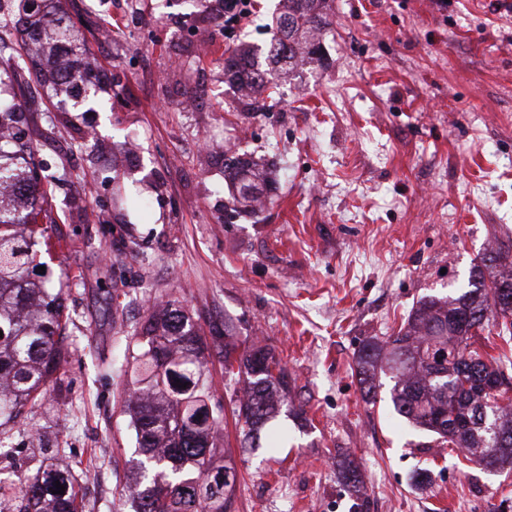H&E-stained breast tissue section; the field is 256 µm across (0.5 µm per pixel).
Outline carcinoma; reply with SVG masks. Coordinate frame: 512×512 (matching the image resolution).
Wrapping results in <instances>:
<instances>
[{"instance_id":"obj_1","label":"carcinoma","mask_w":512,"mask_h":512,"mask_svg":"<svg viewBox=\"0 0 512 512\" xmlns=\"http://www.w3.org/2000/svg\"><path fill=\"white\" fill-rule=\"evenodd\" d=\"M60 0H23L22 14L0 15V90L21 73L49 77L50 96L60 112L89 106L101 85L86 78L79 34L54 17ZM266 51L259 65L256 52L243 47L225 61L249 93L273 87L308 59L320 56L319 36L331 25L330 0H281ZM21 34V49L6 38ZM28 109L15 99L0 98V426L15 420L27 405H36L69 347L62 336L63 289L31 278L43 220H52L49 176L32 147L23 143ZM224 176L244 207L256 208L262 196L256 184L262 173L234 156H224ZM497 257L481 258L469 288L456 297L425 295L397 332L380 343L369 340L356 356V376L363 395L373 400L381 386L378 374L390 373V400L409 423L437 436L438 443L464 448L490 473L512 471V412L501 389L503 374L488 353L470 343L488 314L512 325V272L486 275ZM136 392L126 413L150 470L129 483L126 492L135 512H228L234 483L224 480L232 467L223 457L216 428L220 417L209 407V383L202 366L205 337L186 309L173 301L151 312L134 330ZM235 327L224 321V373L246 370L248 386L234 409L251 448L275 447L279 433L261 443V431L284 402L288 374L275 353L262 347L239 349ZM180 382L184 387H177ZM65 486L52 493L56 484ZM27 505L16 512H78V488L69 469L40 467L18 480Z\"/></svg>"}]
</instances>
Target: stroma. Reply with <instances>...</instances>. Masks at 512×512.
Returning <instances> with one entry per match:
<instances>
[{
  "instance_id": "1",
  "label": "stroma",
  "mask_w": 512,
  "mask_h": 512,
  "mask_svg": "<svg viewBox=\"0 0 512 512\" xmlns=\"http://www.w3.org/2000/svg\"><path fill=\"white\" fill-rule=\"evenodd\" d=\"M62 7L109 87L92 111L51 114L45 88L23 86L27 141L67 173L39 260L64 290L71 353L42 406L0 427V471L45 464L50 438L71 451L83 512H134L126 338L175 299L204 336L232 320L288 373L284 439L249 448L232 413L246 377L209 347L230 512H512V475L412 428L389 377L365 400L354 364L420 297L458 295L483 255L512 264V0H333L322 61L249 108L224 62L242 45L265 58L279 0L231 39L190 0ZM228 146L270 174L259 215L233 207Z\"/></svg>"
}]
</instances>
